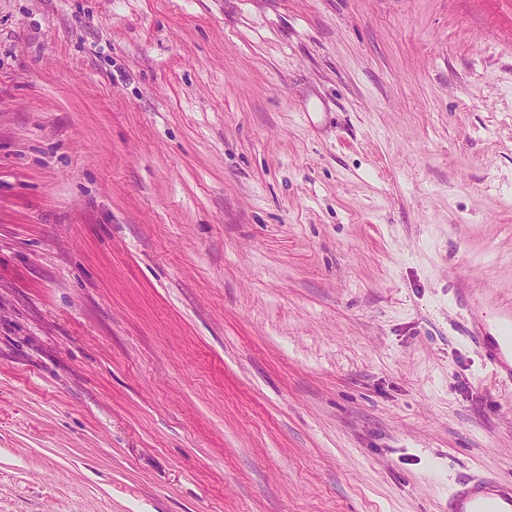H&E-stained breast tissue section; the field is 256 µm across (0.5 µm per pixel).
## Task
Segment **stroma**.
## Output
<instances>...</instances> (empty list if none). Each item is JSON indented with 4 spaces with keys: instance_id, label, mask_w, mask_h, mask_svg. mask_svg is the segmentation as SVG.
Segmentation results:
<instances>
[{
    "instance_id": "1",
    "label": "stroma",
    "mask_w": 512,
    "mask_h": 512,
    "mask_svg": "<svg viewBox=\"0 0 512 512\" xmlns=\"http://www.w3.org/2000/svg\"><path fill=\"white\" fill-rule=\"evenodd\" d=\"M512 0H0V512H440L512 477ZM459 301L466 311L465 332L480 350L494 376L502 387L512 386V306L495 302H471L461 288ZM484 308H490L484 311Z\"/></svg>"
}]
</instances>
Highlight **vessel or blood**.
Wrapping results in <instances>:
<instances>
[{"mask_svg": "<svg viewBox=\"0 0 512 512\" xmlns=\"http://www.w3.org/2000/svg\"><path fill=\"white\" fill-rule=\"evenodd\" d=\"M465 332L480 348L495 381L512 386V305L491 307L461 298ZM442 512H512V479L494 473L460 476L448 493Z\"/></svg>", "mask_w": 512, "mask_h": 512, "instance_id": "obj_1", "label": "vessel or blood"}]
</instances>
